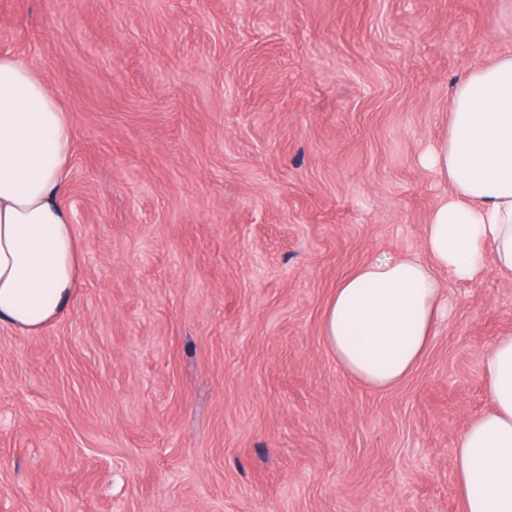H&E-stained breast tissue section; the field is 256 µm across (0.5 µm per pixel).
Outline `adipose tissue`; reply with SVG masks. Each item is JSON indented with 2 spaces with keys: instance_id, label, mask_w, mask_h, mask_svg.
I'll return each instance as SVG.
<instances>
[{
  "instance_id": "ef3b65f1",
  "label": "adipose tissue",
  "mask_w": 512,
  "mask_h": 512,
  "mask_svg": "<svg viewBox=\"0 0 512 512\" xmlns=\"http://www.w3.org/2000/svg\"><path fill=\"white\" fill-rule=\"evenodd\" d=\"M71 113L32 65L0 54V324L36 336L66 315L81 250L60 197L69 176ZM424 166L452 187L422 248L367 262L336 288L321 335L337 365L366 387L401 383L423 358L448 296L436 277L512 276V53L457 85L447 137ZM489 409L458 439L463 512H512V335L483 357Z\"/></svg>"
}]
</instances>
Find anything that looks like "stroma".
Listing matches in <instances>:
<instances>
[{"label": "stroma", "mask_w": 512, "mask_h": 512, "mask_svg": "<svg viewBox=\"0 0 512 512\" xmlns=\"http://www.w3.org/2000/svg\"><path fill=\"white\" fill-rule=\"evenodd\" d=\"M512 52V0H0L72 111L69 312L0 325V512H462L456 441L512 278L448 283L399 386L320 336L357 266L420 250V155Z\"/></svg>", "instance_id": "35a3bbf8"}]
</instances>
